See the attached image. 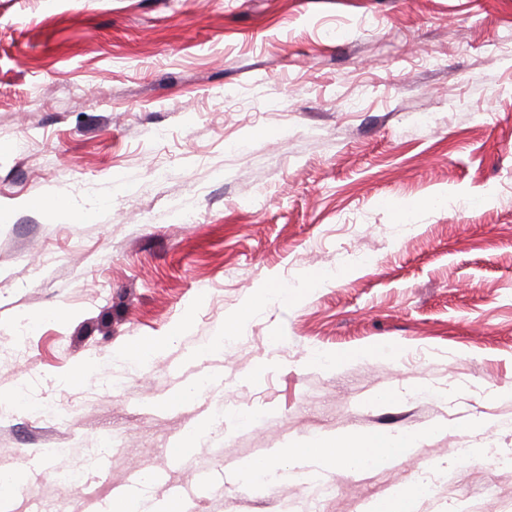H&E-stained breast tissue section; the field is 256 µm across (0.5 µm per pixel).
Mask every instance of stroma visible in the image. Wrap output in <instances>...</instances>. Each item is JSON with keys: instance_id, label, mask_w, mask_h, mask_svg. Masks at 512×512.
<instances>
[{"instance_id": "stroma-1", "label": "stroma", "mask_w": 512, "mask_h": 512, "mask_svg": "<svg viewBox=\"0 0 512 512\" xmlns=\"http://www.w3.org/2000/svg\"><path fill=\"white\" fill-rule=\"evenodd\" d=\"M343 264L201 355L258 284ZM13 336L0 396H29L0 419L20 478L0 512H101L136 470L190 512H370L422 483L412 512H512V0H0ZM144 342L147 368L115 362ZM409 432L399 462L328 461L319 487L293 454ZM257 460L267 483L242 477ZM76 462L82 484L57 482Z\"/></svg>"}]
</instances>
